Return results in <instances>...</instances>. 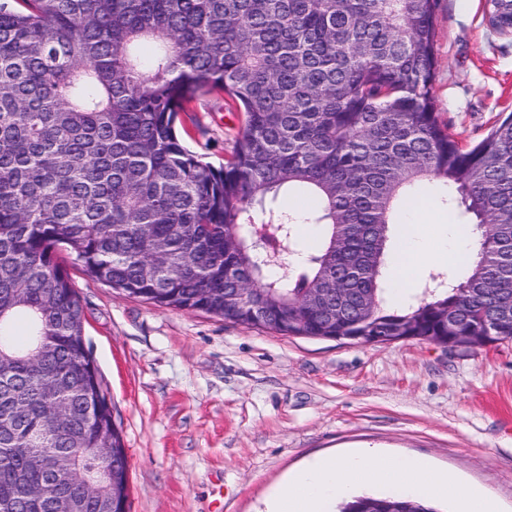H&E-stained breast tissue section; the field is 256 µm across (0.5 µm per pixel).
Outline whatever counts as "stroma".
<instances>
[{
  "mask_svg": "<svg viewBox=\"0 0 512 512\" xmlns=\"http://www.w3.org/2000/svg\"><path fill=\"white\" fill-rule=\"evenodd\" d=\"M434 94L464 144L512 112V33L486 0H439ZM190 139L219 166L241 123L212 102ZM402 222L458 223L438 184ZM68 272L129 463V512H265L290 472L324 454L416 455L512 512V340L487 350L285 336L161 308Z\"/></svg>",
  "mask_w": 512,
  "mask_h": 512,
  "instance_id": "1",
  "label": "stroma"
}]
</instances>
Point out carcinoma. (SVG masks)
I'll return each instance as SVG.
<instances>
[{
    "label": "carcinoma",
    "mask_w": 512,
    "mask_h": 512,
    "mask_svg": "<svg viewBox=\"0 0 512 512\" xmlns=\"http://www.w3.org/2000/svg\"><path fill=\"white\" fill-rule=\"evenodd\" d=\"M24 2L0 0V512L128 505L69 256L127 296L282 335L512 339V113L471 147L440 120L439 0ZM490 5L511 31L512 0ZM207 96L243 114L220 167L177 130ZM430 180L476 256L394 302L396 225ZM300 224L324 230L310 252ZM338 509L435 512L368 493Z\"/></svg>",
    "instance_id": "1"
}]
</instances>
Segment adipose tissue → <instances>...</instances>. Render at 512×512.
<instances>
[{"label":"adipose tissue","instance_id":"ef3b65f1","mask_svg":"<svg viewBox=\"0 0 512 512\" xmlns=\"http://www.w3.org/2000/svg\"><path fill=\"white\" fill-rule=\"evenodd\" d=\"M422 235L419 224L399 228L398 250L390 267L394 300L406 296L414 264L430 257ZM358 486L410 497L447 498L455 504L456 512H500L492 496L462 486L447 470L417 456L376 448H359L298 468L272 496L267 512H333L337 501Z\"/></svg>","mask_w":512,"mask_h":512}]
</instances>
